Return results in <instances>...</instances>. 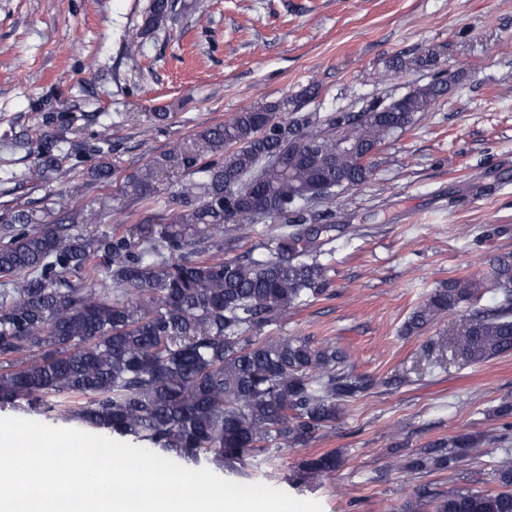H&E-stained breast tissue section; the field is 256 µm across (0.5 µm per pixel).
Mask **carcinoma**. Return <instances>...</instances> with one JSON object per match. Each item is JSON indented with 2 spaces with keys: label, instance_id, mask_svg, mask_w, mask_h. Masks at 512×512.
I'll return each instance as SVG.
<instances>
[{
  "label": "carcinoma",
  "instance_id": "cac0c4a2",
  "mask_svg": "<svg viewBox=\"0 0 512 512\" xmlns=\"http://www.w3.org/2000/svg\"><path fill=\"white\" fill-rule=\"evenodd\" d=\"M178 0H151L145 31L164 25ZM396 75L432 69L427 52L391 61ZM454 77L438 72L397 99H375L322 121L283 115L294 99L235 113L199 133L210 159L174 149L126 177L122 193L154 199L155 170L194 175L172 196L170 217L122 234L87 235L78 216L47 221L24 206L0 218V407L43 409L103 436L148 443L167 457L235 470L246 457L272 459L336 422L373 380L353 373L348 352L308 337L262 338L261 328L326 292L320 256L336 225L317 224L299 204L367 181L369 160L445 97ZM63 157L46 151L28 171L39 181ZM101 157L94 181L112 179ZM298 215L255 257L224 258L229 225ZM494 305L472 311L448 349L470 363L512 354V252L490 260ZM485 282L454 277L432 290L404 325L415 335L471 304ZM472 434L433 441L403 468L456 469L488 452ZM336 451L304 460V480L328 477ZM498 492L468 488L431 498L433 512H512V450L494 469Z\"/></svg>",
  "mask_w": 512,
  "mask_h": 512
}]
</instances>
